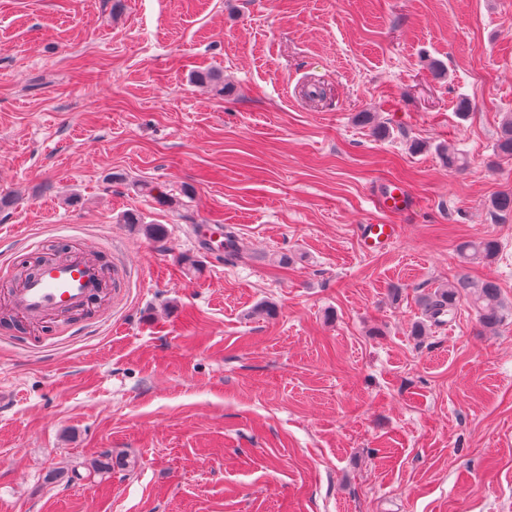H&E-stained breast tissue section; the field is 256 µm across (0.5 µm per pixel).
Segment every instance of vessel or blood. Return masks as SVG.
Instances as JSON below:
<instances>
[{"label":"vessel or blood","mask_w":512,"mask_h":512,"mask_svg":"<svg viewBox=\"0 0 512 512\" xmlns=\"http://www.w3.org/2000/svg\"><path fill=\"white\" fill-rule=\"evenodd\" d=\"M105 286L104 264L94 255L74 251L61 259L45 260L27 274L13 290L11 303L23 319H47L89 305Z\"/></svg>","instance_id":"1"}]
</instances>
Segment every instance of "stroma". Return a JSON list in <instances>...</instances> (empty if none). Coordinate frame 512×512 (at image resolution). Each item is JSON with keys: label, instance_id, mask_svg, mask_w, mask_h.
I'll return each instance as SVG.
<instances>
[{"label": "stroma", "instance_id": "35a3bbf8", "mask_svg": "<svg viewBox=\"0 0 512 512\" xmlns=\"http://www.w3.org/2000/svg\"><path fill=\"white\" fill-rule=\"evenodd\" d=\"M509 114L512 0H0V309L77 248L125 270L95 313L0 325V512H512ZM461 276L502 325L463 301L415 335ZM499 253V243L494 239H479L468 242L461 247V254L464 259L475 261H491ZM463 298L469 300L484 328L494 329L501 323L504 305L500 299V289L492 281L473 284L466 277H459L448 281L445 287L421 295L418 304L422 315L433 324H438L443 322L442 317L454 313Z\"/></svg>", "mask_w": 512, "mask_h": 512}]
</instances>
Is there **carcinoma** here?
I'll list each match as a JSON object with an SVG mask.
<instances>
[{
	"label": "carcinoma",
	"instance_id": "cac0c4a2",
	"mask_svg": "<svg viewBox=\"0 0 512 512\" xmlns=\"http://www.w3.org/2000/svg\"><path fill=\"white\" fill-rule=\"evenodd\" d=\"M495 149L498 153L512 156V115L505 117L499 131ZM127 224L141 225L144 234L153 240L165 238L166 230L161 224H145L136 213L123 216ZM499 253V243L494 239H479L471 241L461 247L464 259L475 261H491ZM467 299L475 310L479 323L487 328H496L503 319L504 305L500 299V289L492 281H483L473 284L465 277H459L448 282L445 287H439L432 292L423 294L418 298L422 315L429 321L438 324L442 317L454 313L461 299Z\"/></svg>",
	"mask_w": 512,
	"mask_h": 512
}]
</instances>
